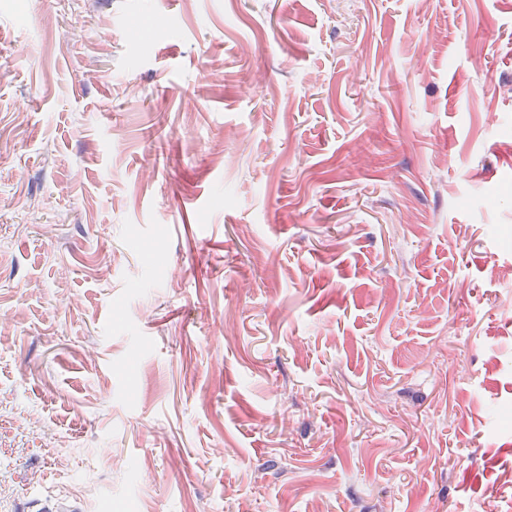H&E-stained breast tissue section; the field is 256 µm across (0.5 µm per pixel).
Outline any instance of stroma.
Returning a JSON list of instances; mask_svg holds the SVG:
<instances>
[{
  "mask_svg": "<svg viewBox=\"0 0 512 512\" xmlns=\"http://www.w3.org/2000/svg\"><path fill=\"white\" fill-rule=\"evenodd\" d=\"M0 512H512V0H0Z\"/></svg>",
  "mask_w": 512,
  "mask_h": 512,
  "instance_id": "obj_1",
  "label": "stroma"
}]
</instances>
